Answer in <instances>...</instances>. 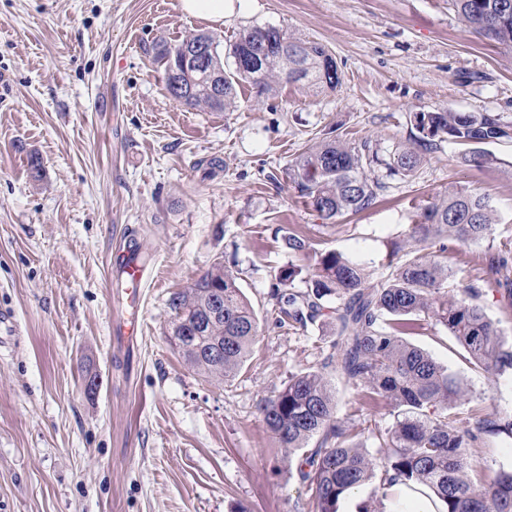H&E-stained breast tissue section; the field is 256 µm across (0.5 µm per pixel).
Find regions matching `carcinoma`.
Returning <instances> with one entry per match:
<instances>
[{
  "instance_id": "1",
  "label": "carcinoma",
  "mask_w": 512,
  "mask_h": 512,
  "mask_svg": "<svg viewBox=\"0 0 512 512\" xmlns=\"http://www.w3.org/2000/svg\"><path fill=\"white\" fill-rule=\"evenodd\" d=\"M448 9L474 33L497 44L512 46V0H448ZM201 46L207 65L181 70L182 94L166 89L177 102L229 112L236 107L237 86L245 82L264 94L276 85L305 82L335 89L341 73L326 48L294 37L277 26H249L239 31L231 49L233 71L226 72L219 44L207 34H192L179 43L159 46L164 70L176 58ZM260 51L258 66L243 68L239 59ZM224 81V100L210 91L213 78ZM414 128L406 141L382 145L327 140L308 148L289 168L298 191L322 219L356 214L371 208L387 190V180L411 177L425 154L444 141L465 147L462 161L485 168L498 158L482 145L512 136L499 116L487 112H414ZM419 220L408 233L410 250L398 246L405 259H389V272L377 286L366 285L362 267L337 252L320 255L304 292L285 293L295 269L281 271L271 289L280 321L301 325L322 315L323 300L336 297L334 308L340 341L336 352L318 370L292 374L274 395L260 405L268 430L288 454L317 439L302 459L298 475L311 491L309 512H338L339 502L356 488L379 479L381 499L366 503L361 512H384L392 487L426 489L441 503V512H512V471L476 482L469 473L468 450L479 448L487 435L512 434V415L492 418L473 412L459 418L456 409L466 395L460 380L427 352L404 340L397 328L424 315L441 323L448 335L468 353L471 363L502 375L512 370V343L502 338L482 305L485 278L476 275L461 296L446 291L448 266L425 252L442 241L466 244L490 238L498 213L492 200L466 187L448 190L419 207ZM219 296L224 316H212L213 297ZM169 340L177 345L186 324L199 322L191 350L179 349L193 368L216 381L233 378L258 335L256 316L235 277L215 264L186 288L173 293ZM224 343V358L210 360L211 344ZM360 388V404L374 407L384 401L392 424L373 433L376 454L358 442L359 434L337 415L327 371Z\"/></svg>"
}]
</instances>
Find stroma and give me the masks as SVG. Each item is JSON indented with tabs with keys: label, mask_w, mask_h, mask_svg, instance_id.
<instances>
[{
	"label": "stroma",
	"mask_w": 512,
	"mask_h": 512,
	"mask_svg": "<svg viewBox=\"0 0 512 512\" xmlns=\"http://www.w3.org/2000/svg\"><path fill=\"white\" fill-rule=\"evenodd\" d=\"M274 25L324 45L333 90L238 89L235 111L173 100L155 46L204 32L230 51L238 31ZM492 112L512 122V48L459 22L446 0H250L221 22L180 0H0V312L19 334L0 349V512H308L310 493L258 407L289 374L318 367L339 340L333 315L278 322L271 288L294 266L307 287L316 253L386 276L417 209L455 182L489 195L496 245L512 247V178L442 143L359 214L328 222L300 197L291 162L323 139L406 140L412 112ZM312 252L291 253L288 233ZM136 236L152 271L143 335L114 343L107 264ZM486 243L438 253L464 286ZM223 263L259 333L241 372L218 383L169 340L168 300ZM407 341L447 365L465 409L512 412V375L473 368L447 329L423 318ZM95 379L94 394L84 391ZM340 416L362 433L391 424L331 377ZM474 475L512 470V438H487Z\"/></svg>",
	"instance_id": "1"
}]
</instances>
